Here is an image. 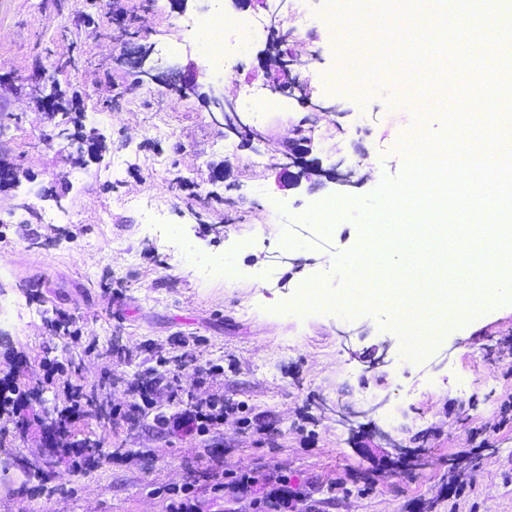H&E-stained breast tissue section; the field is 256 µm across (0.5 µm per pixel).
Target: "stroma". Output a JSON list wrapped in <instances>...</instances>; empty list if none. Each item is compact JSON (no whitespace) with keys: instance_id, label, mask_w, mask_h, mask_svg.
<instances>
[{"instance_id":"obj_1","label":"stroma","mask_w":512,"mask_h":512,"mask_svg":"<svg viewBox=\"0 0 512 512\" xmlns=\"http://www.w3.org/2000/svg\"><path fill=\"white\" fill-rule=\"evenodd\" d=\"M223 2L255 30L226 40L223 69L196 89L184 67L200 54L185 22L214 0H0V159L21 181L0 190V304L19 310L0 316V379L22 397L0 436L11 460L0 512H166L169 489L206 494L216 449L225 470L286 476L318 512H512V422L484 447L472 439L512 400L507 365L492 356L512 337V305L466 317L416 356L396 329L400 296L346 312L305 298L319 278L350 298L345 269L326 258L362 249L375 193L404 174V145L446 135L470 98L512 85V68L469 78V54L452 40L424 122L413 102L427 96L431 73L413 70L411 37L372 43L374 69L359 71L331 34L326 0H289L301 15L293 37L304 103L266 89L267 9ZM123 15L136 33L121 39ZM140 49L153 73L143 81L127 60ZM244 82L263 88L262 100L240 92ZM213 90L247 133L225 132L205 102ZM78 115L103 134L100 157L74 161L67 140L47 139ZM309 115L337 132L313 140V157L340 165L350 183L314 176L289 187L285 145ZM225 163L230 172L212 181ZM330 198L344 209L335 223H314ZM218 258L230 262L221 282L203 268ZM208 362L223 374L205 376ZM48 364L89 402L52 441L45 430L65 400L43 381ZM154 370L170 386L156 389L152 409L113 424L129 382ZM219 388L246 402L266 434L234 415L205 440L158 424ZM68 442L124 455L76 474Z\"/></svg>"}]
</instances>
